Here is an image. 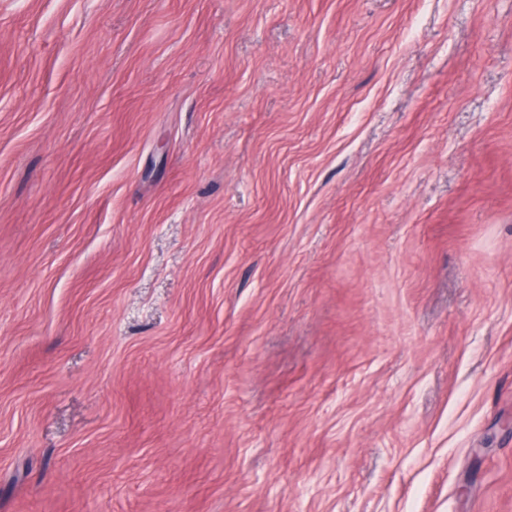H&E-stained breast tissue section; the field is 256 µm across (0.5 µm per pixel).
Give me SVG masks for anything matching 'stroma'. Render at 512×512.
Here are the masks:
<instances>
[{
	"instance_id": "35a3bbf8",
	"label": "stroma",
	"mask_w": 512,
	"mask_h": 512,
	"mask_svg": "<svg viewBox=\"0 0 512 512\" xmlns=\"http://www.w3.org/2000/svg\"><path fill=\"white\" fill-rule=\"evenodd\" d=\"M0 512H512V0H0Z\"/></svg>"
}]
</instances>
